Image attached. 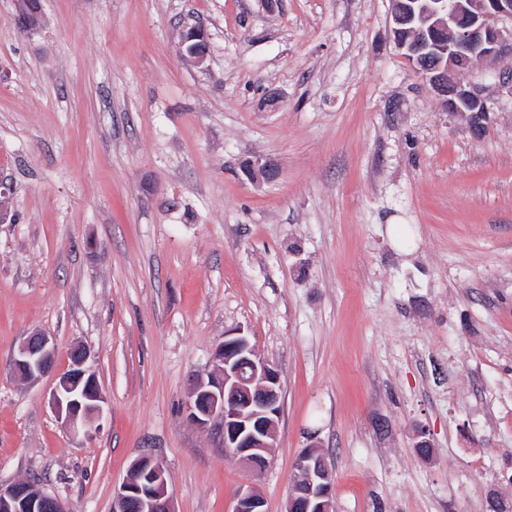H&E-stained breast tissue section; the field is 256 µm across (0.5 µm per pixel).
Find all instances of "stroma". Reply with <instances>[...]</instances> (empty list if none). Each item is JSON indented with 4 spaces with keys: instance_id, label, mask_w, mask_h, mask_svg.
Listing matches in <instances>:
<instances>
[{
    "instance_id": "obj_1",
    "label": "stroma",
    "mask_w": 512,
    "mask_h": 512,
    "mask_svg": "<svg viewBox=\"0 0 512 512\" xmlns=\"http://www.w3.org/2000/svg\"><path fill=\"white\" fill-rule=\"evenodd\" d=\"M392 10L42 0L29 34L0 0V485L112 512L148 454L177 512H231L250 486L282 512L318 448L335 512L512 500V53L474 66L492 112L473 130L398 52ZM36 330L56 364L29 381L11 362ZM236 331L280 375L258 473L187 412ZM75 344L108 399L88 435L49 401Z\"/></svg>"
}]
</instances>
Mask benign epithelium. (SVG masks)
<instances>
[{
    "label": "benign epithelium",
    "instance_id": "7a95c632",
    "mask_svg": "<svg viewBox=\"0 0 512 512\" xmlns=\"http://www.w3.org/2000/svg\"><path fill=\"white\" fill-rule=\"evenodd\" d=\"M512 0H394L391 33L396 48L442 97L451 114L468 116L480 130L489 115L481 84L464 82L459 74L478 60L494 61L512 48ZM252 181L271 178L268 165L248 161ZM70 369L51 393V405L64 426L78 433L103 411L105 396L97 375L87 365L88 352L76 345L69 352ZM214 372L194 380L188 401L191 420L201 429L221 425L224 447L235 462L258 471L268 464L276 440L281 383L278 371L261 358L248 337H224L214 356ZM56 363L49 335L36 331L12 359L19 376L37 380ZM297 483L284 512H332L333 472L326 458L306 450L295 460ZM0 512H69L68 507L32 481L0 486ZM114 512H176L163 467L149 456L131 464L114 488ZM232 512H266L265 499L255 489L243 491Z\"/></svg>",
    "mask_w": 512,
    "mask_h": 512
}]
</instances>
